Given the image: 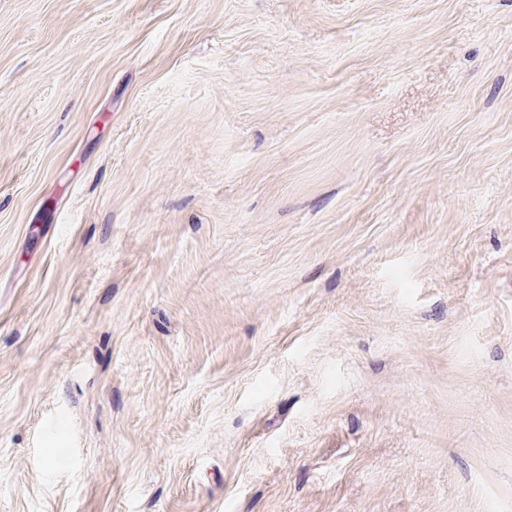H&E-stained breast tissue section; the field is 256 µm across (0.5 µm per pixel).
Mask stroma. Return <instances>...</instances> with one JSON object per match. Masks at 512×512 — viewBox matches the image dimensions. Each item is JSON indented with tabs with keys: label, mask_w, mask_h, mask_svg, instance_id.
<instances>
[{
	"label": "stroma",
	"mask_w": 512,
	"mask_h": 512,
	"mask_svg": "<svg viewBox=\"0 0 512 512\" xmlns=\"http://www.w3.org/2000/svg\"><path fill=\"white\" fill-rule=\"evenodd\" d=\"M0 512H512V0H0Z\"/></svg>",
	"instance_id": "1"
}]
</instances>
